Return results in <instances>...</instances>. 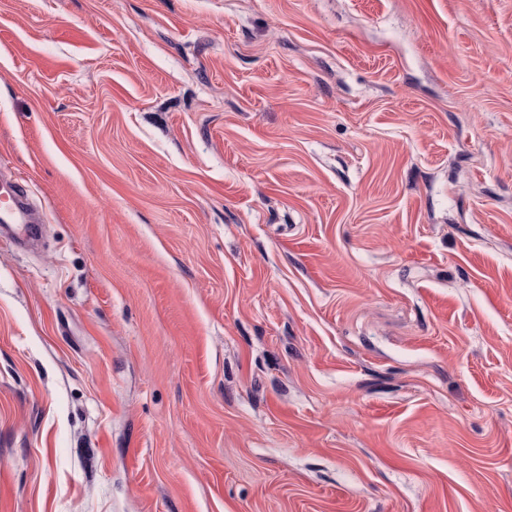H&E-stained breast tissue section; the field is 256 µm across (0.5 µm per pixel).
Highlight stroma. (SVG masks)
Instances as JSON below:
<instances>
[{
	"label": "stroma",
	"mask_w": 512,
	"mask_h": 512,
	"mask_svg": "<svg viewBox=\"0 0 512 512\" xmlns=\"http://www.w3.org/2000/svg\"><path fill=\"white\" fill-rule=\"evenodd\" d=\"M0 512H512V0H0ZM0 222L14 224L12 239L23 238L31 231L29 224L33 223L32 212L24 202L26 191L17 180H0Z\"/></svg>",
	"instance_id": "35a3bbf8"
}]
</instances>
